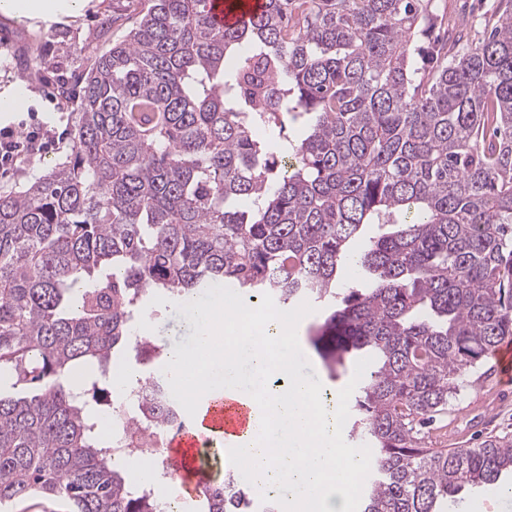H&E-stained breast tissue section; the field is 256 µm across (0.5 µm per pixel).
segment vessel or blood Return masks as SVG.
<instances>
[{"label":"vessel or blood","instance_id":"vessel-or-blood-1","mask_svg":"<svg viewBox=\"0 0 512 512\" xmlns=\"http://www.w3.org/2000/svg\"><path fill=\"white\" fill-rule=\"evenodd\" d=\"M264 0H207L211 23L217 28L238 27L248 23L252 15L262 10ZM495 358L503 386L512 385V340L503 341L495 351ZM248 394L214 397L200 406L201 425L184 429L170 438L169 465L178 482V494L185 501L197 498V488L207 473L198 467L195 456L207 436L232 439L249 427Z\"/></svg>","mask_w":512,"mask_h":512}]
</instances>
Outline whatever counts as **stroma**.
Wrapping results in <instances>:
<instances>
[{"label":"stroma","mask_w":512,"mask_h":512,"mask_svg":"<svg viewBox=\"0 0 512 512\" xmlns=\"http://www.w3.org/2000/svg\"><path fill=\"white\" fill-rule=\"evenodd\" d=\"M449 34L463 33L468 45L481 42L493 20L497 0H435ZM139 0H86L78 15L50 18L17 16L0 11V101L24 90L20 107L0 108V126H13L26 132L48 121L61 141L60 147H47L30 162L7 170L0 169V191L23 190L35 178L68 160L74 149L75 113L56 93L58 75L75 76L91 57L109 42L119 39L135 20ZM145 335L161 350L188 344L194 327L187 316L171 304L148 308ZM322 309L300 322V347L323 384L324 390L338 393L351 380V372L331 376L311 348L307 335L322 319ZM485 378L463 389L443 423L447 447L472 443L476 436L512 435V397L498 387L494 357L483 364Z\"/></svg>","instance_id":"obj_1"}]
</instances>
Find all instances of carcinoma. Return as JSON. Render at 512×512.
Listing matches in <instances>:
<instances>
[{
    "instance_id": "cac0c4a2",
    "label": "carcinoma",
    "mask_w": 512,
    "mask_h": 512,
    "mask_svg": "<svg viewBox=\"0 0 512 512\" xmlns=\"http://www.w3.org/2000/svg\"><path fill=\"white\" fill-rule=\"evenodd\" d=\"M432 0H266L216 29L205 0H148L73 82L70 159L0 194V504L162 512L96 429L97 393L161 289L230 284L327 315L310 343L336 366L374 359L352 433L371 449L360 512H448L512 474V436L435 448L432 425L512 338V0L448 59L418 30ZM303 134H286V122ZM381 230L355 251L363 227ZM352 261L367 287L336 291ZM144 402L138 419L170 408ZM204 512H255L228 474ZM11 512H71L70 505L59 498H24L17 500Z\"/></svg>"
}]
</instances>
